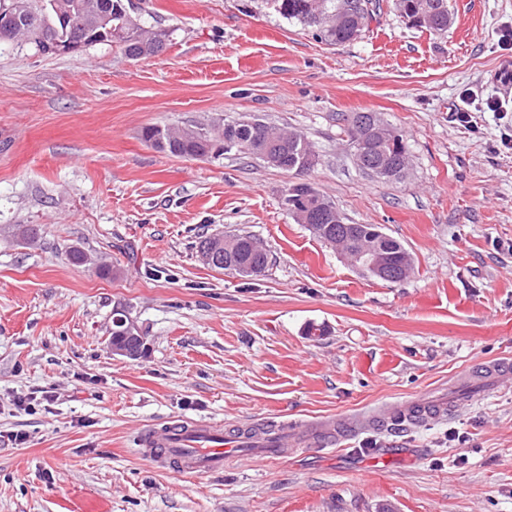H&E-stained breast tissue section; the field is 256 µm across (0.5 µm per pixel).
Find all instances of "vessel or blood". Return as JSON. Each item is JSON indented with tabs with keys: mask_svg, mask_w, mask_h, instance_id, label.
<instances>
[{
	"mask_svg": "<svg viewBox=\"0 0 512 512\" xmlns=\"http://www.w3.org/2000/svg\"><path fill=\"white\" fill-rule=\"evenodd\" d=\"M460 408V402L441 396L417 398L343 417L286 421L269 435L243 433L233 437L225 436L222 428L212 424L178 420L145 431L139 439V446L143 456L172 467L179 475L191 477L223 470L225 460L231 458V450L237 446L254 448L256 460L263 462L283 456L307 432L337 444L365 429L415 426L429 418L452 415Z\"/></svg>",
	"mask_w": 512,
	"mask_h": 512,
	"instance_id": "vessel-or-blood-1",
	"label": "vessel or blood"
}]
</instances>
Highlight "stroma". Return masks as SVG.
I'll list each match as a JSON object with an SVG mask.
<instances>
[{
  "instance_id": "1",
  "label": "stroma",
  "mask_w": 512,
  "mask_h": 512,
  "mask_svg": "<svg viewBox=\"0 0 512 512\" xmlns=\"http://www.w3.org/2000/svg\"><path fill=\"white\" fill-rule=\"evenodd\" d=\"M382 5L337 46L266 0H130L169 33L147 59L0 45V512H512V380L493 389L471 370L512 358V0H448L444 33ZM354 112L404 133V180L354 165ZM250 116L308 137V180L347 223L400 241L410 278L363 276L296 223L280 205L294 174L141 138ZM238 231L267 249L263 275L201 260V235ZM74 248L90 265L70 263ZM120 307L146 333L139 359L107 350ZM429 391L465 405L272 462L243 448L194 477L139 452L178 417L233 431Z\"/></svg>"
}]
</instances>
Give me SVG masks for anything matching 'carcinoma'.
<instances>
[{
  "label": "carcinoma",
  "mask_w": 512,
  "mask_h": 512,
  "mask_svg": "<svg viewBox=\"0 0 512 512\" xmlns=\"http://www.w3.org/2000/svg\"><path fill=\"white\" fill-rule=\"evenodd\" d=\"M64 5L68 10L80 17L92 5L111 3L112 37L110 43H116L124 48L125 54L131 59H146L149 54L144 47H157L162 50L166 46L169 34L162 29L147 28L138 25L134 28L126 26V4L124 0H42L44 10H52V2ZM312 0H269L273 9L287 20H294L302 26L312 28L316 35L330 45H343L358 39L368 27L373 17L381 12L380 0H324L325 17L314 18L311 13ZM419 5L428 8L434 19V26L427 28L429 32H445L448 30V0H420ZM158 136L163 137L165 144H156L155 148L162 152L185 159H197L199 156L210 154L222 155L228 152L224 146L229 139L228 124L203 125L197 123L182 126L152 125L143 129L142 138L145 141ZM237 136L242 141L240 152L247 153L245 147L256 142L267 141L274 145L275 162L270 167L298 176V180L288 183L282 192L281 203L292 216L299 212L308 215L311 224H327L326 203L329 198L318 190L310 187L303 176L304 161H309V168L318 164V155L312 144L301 133L288 137V131L277 129L262 122L257 127L245 129ZM386 152L390 161L401 165L405 154L409 152L406 140L394 141L387 145ZM338 235H351L358 239H378L388 252L404 249L396 239L388 236L373 224H353L344 227L341 224L331 225ZM236 247L232 250L224 248V236L215 234L202 239L199 247H206L218 256L214 268L227 271L240 277H251L255 273L264 272L268 265L266 250H257L254 246L256 239L248 234H235Z\"/></svg>",
  "instance_id": "cac0c4a2"
}]
</instances>
